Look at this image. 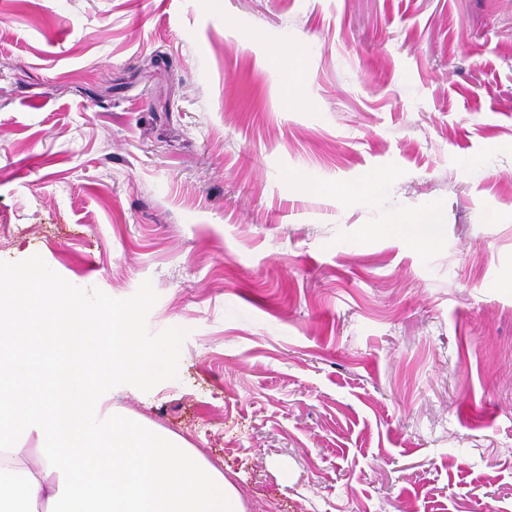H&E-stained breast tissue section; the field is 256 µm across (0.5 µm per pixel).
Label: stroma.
<instances>
[{
  "label": "stroma",
  "instance_id": "obj_1",
  "mask_svg": "<svg viewBox=\"0 0 512 512\" xmlns=\"http://www.w3.org/2000/svg\"><path fill=\"white\" fill-rule=\"evenodd\" d=\"M36 265L167 347L110 403L247 512H512V0H0Z\"/></svg>",
  "mask_w": 512,
  "mask_h": 512
}]
</instances>
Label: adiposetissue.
<instances>
[{
    "label": "adipose tissue",
    "instance_id": "ef3b65f1",
    "mask_svg": "<svg viewBox=\"0 0 512 512\" xmlns=\"http://www.w3.org/2000/svg\"><path fill=\"white\" fill-rule=\"evenodd\" d=\"M164 357L123 306L57 287L43 268L21 286L1 270L0 512H245L183 439L108 407L113 378L157 373Z\"/></svg>",
    "mask_w": 512,
    "mask_h": 512
}]
</instances>
